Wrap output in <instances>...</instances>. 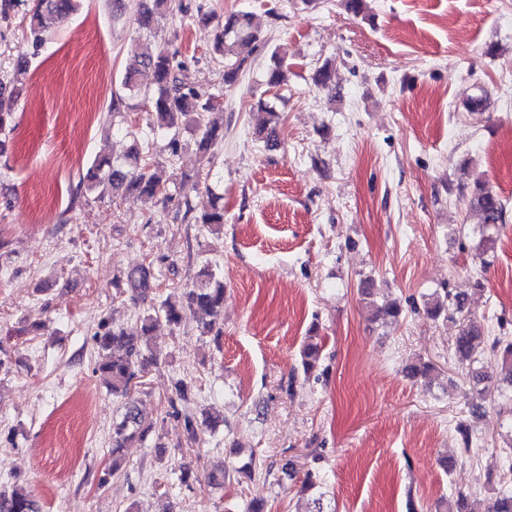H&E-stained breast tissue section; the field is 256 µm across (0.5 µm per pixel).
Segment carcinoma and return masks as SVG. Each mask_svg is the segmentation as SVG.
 <instances>
[{"mask_svg":"<svg viewBox=\"0 0 512 512\" xmlns=\"http://www.w3.org/2000/svg\"><path fill=\"white\" fill-rule=\"evenodd\" d=\"M78 8L77 0H32L28 10V25L31 34L38 40L49 33L55 25L63 22ZM173 0H142L136 10V21L140 28L151 30L158 19L173 12ZM213 44V53L224 60V80L233 81L256 49L258 40L252 15L248 12H231L224 15L223 25ZM178 64L166 50L143 53L129 61L120 76L118 89L112 94L108 113L123 112L126 95L140 92V79L151 78L147 93L151 95L153 129L171 135L168 146L171 153L178 151L177 138L185 119L191 114L199 116L214 110L213 96L205 95L180 81ZM15 97L0 88V152L7 146L14 131ZM258 107L266 114L261 132L270 140L276 130L278 112L267 103L260 101ZM224 143V126L208 121L201 138L196 141L197 149L205 156L211 155L215 146ZM124 162L118 163L104 156L93 164L82 177L86 191L94 192L101 198L110 191L122 192L136 199L153 198L167 193L168 186L158 169L140 162V148L137 141L127 147ZM472 207L479 214L481 223L490 226L503 221V204L499 197L478 180L472 194ZM216 231L224 225V205L215 201L211 208L196 219ZM154 275L146 267L130 270L125 278L126 289L134 295L147 297L153 289ZM214 274L205 267L198 273V284L187 294V307H179L169 300H163L144 317L142 333L128 336L103 320L93 339L102 352L98 365L112 395L123 400L125 412L122 419L112 427V466L108 472L114 474L124 465V448L129 444L145 443L157 436V424L142 417L138 400L133 397L134 380L141 373L155 366L159 354L154 349L153 330L159 319L178 328L189 320L196 322L201 333L212 332L219 324L224 305V286L219 283L211 287ZM426 313L437 319L449 314L460 324V331L453 341V353L457 362L468 369L469 380L478 383L483 372L478 367L483 351L500 355L503 380L512 387V336L501 333L489 336L479 326L466 322V303L463 298L450 291L433 294L424 303ZM320 353V346L305 342L301 349L302 366L308 373ZM167 415L183 424L187 443L198 445L201 441V423L184 409L170 403ZM472 419L461 421L456 426L459 435V458L473 460L478 455V437L475 436V421L483 417L480 412H471ZM0 512H40L32 495L23 488L0 492ZM445 512H512V490L503 487L495 492L489 501L478 498L473 488L456 489L445 502Z\"/></svg>","mask_w":512,"mask_h":512,"instance_id":"cac0c4a2","label":"carcinoma"}]
</instances>
